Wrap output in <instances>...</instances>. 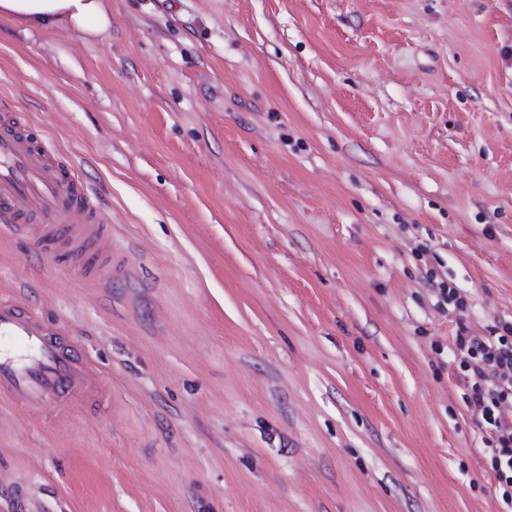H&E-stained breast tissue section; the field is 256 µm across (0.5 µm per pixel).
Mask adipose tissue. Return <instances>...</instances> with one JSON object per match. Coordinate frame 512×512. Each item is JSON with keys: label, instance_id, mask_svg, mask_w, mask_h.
I'll list each match as a JSON object with an SVG mask.
<instances>
[{"label": "adipose tissue", "instance_id": "ef3b65f1", "mask_svg": "<svg viewBox=\"0 0 512 512\" xmlns=\"http://www.w3.org/2000/svg\"><path fill=\"white\" fill-rule=\"evenodd\" d=\"M0 19L41 31L68 26L88 36L112 25L103 0H0Z\"/></svg>", "mask_w": 512, "mask_h": 512}]
</instances>
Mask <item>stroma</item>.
<instances>
[{
    "instance_id": "stroma-1",
    "label": "stroma",
    "mask_w": 512,
    "mask_h": 512,
    "mask_svg": "<svg viewBox=\"0 0 512 512\" xmlns=\"http://www.w3.org/2000/svg\"><path fill=\"white\" fill-rule=\"evenodd\" d=\"M106 6L0 20V113L127 260L99 287L0 225V296L104 382L0 399V512H507L454 336L512 322V0ZM104 0H0V19L41 31L69 26L98 36L112 26Z\"/></svg>"
}]
</instances>
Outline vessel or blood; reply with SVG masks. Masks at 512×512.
Returning a JSON list of instances; mask_svg holds the SVG:
<instances>
[{"label": "vessel or blood", "mask_w": 512, "mask_h": 512, "mask_svg": "<svg viewBox=\"0 0 512 512\" xmlns=\"http://www.w3.org/2000/svg\"><path fill=\"white\" fill-rule=\"evenodd\" d=\"M0 224L24 231L85 277L112 282V224L72 165L11 116L0 117ZM62 329L15 299H0V397L33 412L101 392V378Z\"/></svg>", "instance_id": "b4317fda"}]
</instances>
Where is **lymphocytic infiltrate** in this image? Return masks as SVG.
Instances as JSON below:
<instances>
[{"label":"lymphocytic infiltrate","instance_id":"lymphocytic-infiltrate-1","mask_svg":"<svg viewBox=\"0 0 512 512\" xmlns=\"http://www.w3.org/2000/svg\"><path fill=\"white\" fill-rule=\"evenodd\" d=\"M455 343L465 403L479 419L489 467L503 489L504 503L511 505L512 324H502L489 336L471 334L462 326Z\"/></svg>","mask_w":512,"mask_h":512}]
</instances>
